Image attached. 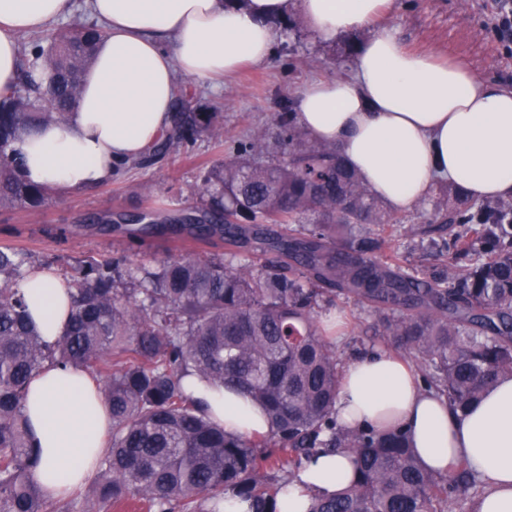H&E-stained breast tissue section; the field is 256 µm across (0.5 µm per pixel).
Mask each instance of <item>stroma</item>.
Listing matches in <instances>:
<instances>
[{
	"mask_svg": "<svg viewBox=\"0 0 512 512\" xmlns=\"http://www.w3.org/2000/svg\"><path fill=\"white\" fill-rule=\"evenodd\" d=\"M493 12V0H392L380 23L395 30L410 48L458 59L480 78L511 88L512 56L501 53L489 31ZM372 34L366 28L329 42L304 34L298 52L271 55L265 64L243 70L221 87L184 81L186 99L217 106L224 116L225 137L245 136L270 124L281 95L298 96L314 78L350 75L355 58L346 53V45H362ZM223 157V146L203 134L193 146L169 152L148 166L122 169L112 182L50 195L38 212L0 211V246L22 249L39 259H56L62 271L88 256L124 252L134 262L151 264L169 256L223 252L219 238L199 242L184 233H169L138 240L115 230L141 212L166 217L193 211L197 200L189 184L201 168ZM335 313L344 324L336 349L348 363L358 356L363 342L372 340L374 317L344 300L337 301Z\"/></svg>",
	"mask_w": 512,
	"mask_h": 512,
	"instance_id": "1",
	"label": "stroma"
}]
</instances>
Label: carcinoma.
Here are the masks:
<instances>
[{
	"label": "carcinoma",
	"mask_w": 512,
	"mask_h": 512,
	"mask_svg": "<svg viewBox=\"0 0 512 512\" xmlns=\"http://www.w3.org/2000/svg\"><path fill=\"white\" fill-rule=\"evenodd\" d=\"M104 36L95 22L47 30L23 52L17 83L0 93V210L36 211L48 190L27 180L13 147L34 128L65 122L83 72ZM207 133L217 113L181 103L149 157ZM191 194V224L142 225L147 236L187 231L224 239V253L166 258L124 255L78 261L64 273L70 317L47 342L21 283L32 254L0 247V512H72L75 498L104 507L134 501L147 512H278L279 496L323 451L351 456L354 478L318 495L307 512H451L459 490L485 483L465 459L446 473L425 468L404 428H343L336 418L342 367L318 319L338 300L367 307L373 335L408 351L424 389L464 413L500 378L512 377V199L476 201L441 184L412 217L389 207L336 146L309 136L288 98L270 126L224 141V160L204 168ZM434 256L413 264L392 245ZM46 366L91 376L112 414V433L83 489L49 501L24 413ZM196 376L258 405L267 435L230 433L202 408Z\"/></svg>",
	"instance_id": "cac0c4a2"
}]
</instances>
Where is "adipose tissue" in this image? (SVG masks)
Masks as SVG:
<instances>
[{"instance_id":"adipose-tissue-1","label":"adipose tissue","mask_w":512,"mask_h":512,"mask_svg":"<svg viewBox=\"0 0 512 512\" xmlns=\"http://www.w3.org/2000/svg\"><path fill=\"white\" fill-rule=\"evenodd\" d=\"M89 2L106 36L76 108L64 124L16 144L28 179L50 190L109 182L125 163L152 153L171 128L180 78L225 80L266 62L272 18L299 14L315 37L332 40L373 23L391 0H248L243 8L224 0ZM72 9V0H0V91L17 81V35ZM296 111L303 129L336 145L391 209H411L440 180L477 199L512 197V88L487 83L463 62L411 51L391 29L359 47L349 77L309 81ZM21 288L45 339L55 341L70 309L60 277L36 268ZM193 390L227 429L267 433L243 398L203 381ZM25 412L39 445L33 479L53 501L92 476L111 419L96 382L61 367L31 382ZM336 414L349 429L406 426L432 470L466 458L488 482L475 512H512V378L456 415L422 388L407 362L376 352L343 369ZM351 477L346 457L319 455L279 496L278 510L307 512L315 493H340Z\"/></svg>"}]
</instances>
